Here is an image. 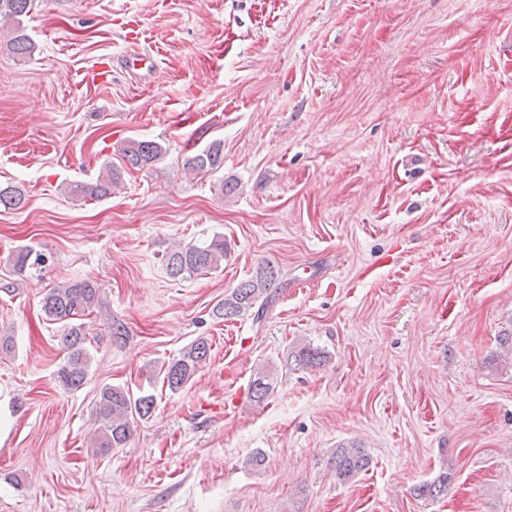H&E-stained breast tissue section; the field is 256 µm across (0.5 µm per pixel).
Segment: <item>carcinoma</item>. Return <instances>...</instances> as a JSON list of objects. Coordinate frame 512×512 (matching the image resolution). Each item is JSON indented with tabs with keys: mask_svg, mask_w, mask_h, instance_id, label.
<instances>
[{
	"mask_svg": "<svg viewBox=\"0 0 512 512\" xmlns=\"http://www.w3.org/2000/svg\"><path fill=\"white\" fill-rule=\"evenodd\" d=\"M33 0H0V20L18 24L27 15ZM122 160L133 168H145L157 161L164 153L161 144L155 141L128 139L117 147ZM187 165L199 172H216L224 167V146L219 141L211 142L206 148L192 156ZM121 179V171L114 166L106 167V176L94 183H76L68 194L84 198H104L112 194V188ZM22 203V195L10 186L0 187V205L16 209ZM224 239L214 237L208 243H189L170 252L166 257V268L174 278H191L202 272H210L221 266L226 257ZM14 268L22 274L44 262V255L31 248L20 249L13 258ZM280 270L265 263L242 281L224 300L215 307L217 316L226 320L244 317L255 312L254 318H261L264 307L273 298L272 288L279 278ZM99 288L90 280H81L56 286L43 297L42 310L53 321L63 324V343L66 357L57 370V378L66 389L81 387L91 368L92 356L86 347L84 324L78 322L98 300ZM209 344L206 339L195 340L172 360L163 370V382L172 391L186 386L195 376L198 368L206 361ZM295 365L310 368L321 363L320 353L307 344H300L292 353ZM272 383L268 375L259 372L250 386L254 401L261 403L270 394ZM155 407L153 396L134 395L130 389L120 386H105L99 393L93 412L96 428L95 447L101 451L122 448L129 440L135 420L147 419ZM369 457L361 448H339L334 458L336 478L346 483L364 471ZM448 491V474L440 475L432 482L415 488V496L435 499Z\"/></svg>",
	"mask_w": 512,
	"mask_h": 512,
	"instance_id": "obj_1",
	"label": "carcinoma"
}]
</instances>
